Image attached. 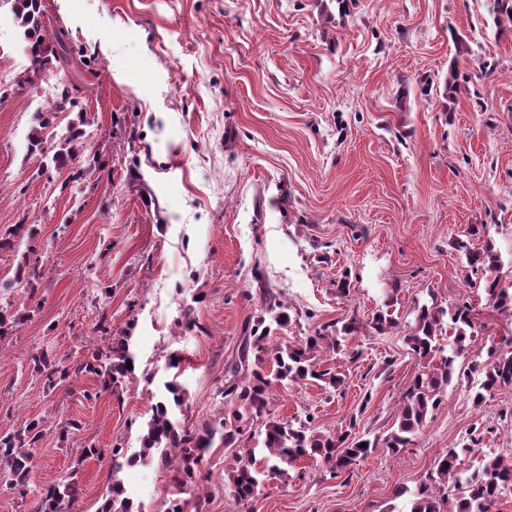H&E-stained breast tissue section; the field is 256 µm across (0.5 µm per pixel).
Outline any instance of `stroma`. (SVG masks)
I'll return each mask as SVG.
<instances>
[{
    "instance_id": "35a3bbf8",
    "label": "stroma",
    "mask_w": 512,
    "mask_h": 512,
    "mask_svg": "<svg viewBox=\"0 0 512 512\" xmlns=\"http://www.w3.org/2000/svg\"><path fill=\"white\" fill-rule=\"evenodd\" d=\"M491 2L352 0L342 16L334 0H71L66 11L45 0L71 63L33 85L18 82L30 60L0 18V232L38 228L0 254V281L12 285L0 300L24 317L0 342V434L49 426L31 449L30 485L0 484V512H32L85 444L138 453L171 352L184 358L186 421L222 413L224 365L266 296L288 305L292 341L393 313L397 327L326 356L344 386L278 387L269 404L284 420L363 438L392 426L419 370L404 341L417 304L468 300L480 347L512 335V318L468 287L453 247L491 238L512 286V31L496 27ZM454 31L470 54L457 53ZM455 58L477 79L451 100L443 80ZM62 82L93 117L73 162L98 160L91 192L28 149L35 113L53 108ZM480 224L485 235H470ZM31 249L37 287L13 286ZM345 271L346 296L336 290ZM103 319L131 330L134 378L112 394L83 374L49 388L31 356L45 349L75 365L107 344ZM446 400L401 454L376 449L336 478L301 461L290 484L270 480L246 506L225 492L213 447L199 512H407L395 488L416 489L478 421L489 432L465 466L486 455L512 463V386L479 408L458 384ZM72 420L77 430L60 438L56 424ZM171 476L156 461L88 459L72 512H98L116 478L141 512H161Z\"/></svg>"
}]
</instances>
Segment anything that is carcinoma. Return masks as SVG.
Here are the masks:
<instances>
[{
  "instance_id": "carcinoma-1",
  "label": "carcinoma",
  "mask_w": 512,
  "mask_h": 512,
  "mask_svg": "<svg viewBox=\"0 0 512 512\" xmlns=\"http://www.w3.org/2000/svg\"><path fill=\"white\" fill-rule=\"evenodd\" d=\"M9 7L12 21L20 39L31 57L32 69L24 75L23 82L34 84L40 76L54 68L56 54L50 38L58 35L47 30L44 21V0H0V8ZM494 23L501 29H512V0H494ZM472 78L461 74L457 60L448 67L444 90L448 95L457 94ZM59 96L55 110L36 115L37 127L30 137V148L46 153L48 138L44 130L51 127L55 111H76L81 123H86L87 113L81 102L72 96L69 87L59 83ZM82 130L74 125L65 139L56 144L52 162L64 168L78 155ZM33 234L31 225L15 224L0 235V252L9 251L15 243ZM455 249L463 253L471 275L476 277L475 287L483 288L485 297L501 314L512 317V291L501 286V261L492 243L483 248H470L469 243L458 240ZM275 313H270L271 323L260 318L242 337L238 362L227 369L224 383V414L201 426L188 425L174 418L171 410L182 409L188 392L178 382L182 357L172 352L167 358V368L175 371L165 382L167 397L151 406L152 414L141 437L138 455L127 459L135 464L160 456V462L173 473V493L167 512H183L185 496L200 497L201 465L219 443L232 463L224 467V487L233 493L238 502L246 505L261 492L267 479H277L284 484L294 478L299 461L309 458L327 466L333 477L347 470L357 460L369 456L382 446L392 455L402 453L414 442V435L425 422L428 414L445 404V393L453 380L470 382V398L475 406L485 402L486 394L512 385V338L490 346L484 362L467 358L476 341L472 308L465 302L449 310L438 305H422L416 309L415 323L406 334V343L424 362L422 370L406 388L396 419L388 433L366 439L352 436L354 422L348 429L335 432L312 427L311 421L298 426L272 416L269 409L274 387L295 386L306 381L322 382L336 389L344 379L328 370H321L320 355L324 352L345 351L348 340L361 331L373 330L379 334L395 327L398 322L392 314L381 311L370 323L357 320L337 325L328 324L299 342L271 344L272 329L288 328L291 316L288 306L275 300ZM449 317L453 333L448 337V355L434 362L441 351L437 336L442 333L443 317ZM132 336L125 331L112 337L104 347L95 348L89 357L72 368L60 365L49 357L46 350L31 358L33 369L45 377L50 386L62 384L71 376L84 373L99 378L100 390L87 393V397L111 393L121 387L124 380L134 375L127 363L137 365V356L131 348ZM488 428L472 425L468 439L461 450L454 448L436 457L433 471L416 491L398 487L394 497L411 494L410 512H497V504L504 493L512 490V463L501 455L486 456L481 465L468 472L462 467L460 452L470 453L478 446ZM46 433V421L32 420L24 428L0 435V479L12 487H24L31 478L30 456L25 449L34 446ZM112 459L123 456V448L115 446L103 450L93 444L81 448L77 464L104 455ZM77 471L68 478L51 483L41 489L34 512H67L80 494ZM101 512H134L133 502L123 496L120 482L115 481L109 490Z\"/></svg>"
}]
</instances>
